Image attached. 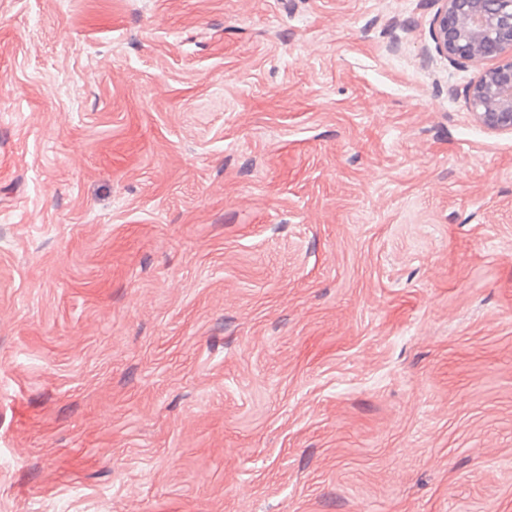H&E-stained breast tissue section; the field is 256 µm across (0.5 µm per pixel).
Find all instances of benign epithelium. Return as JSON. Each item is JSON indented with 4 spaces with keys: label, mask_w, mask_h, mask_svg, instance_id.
Returning a JSON list of instances; mask_svg holds the SVG:
<instances>
[{
    "label": "benign epithelium",
    "mask_w": 512,
    "mask_h": 512,
    "mask_svg": "<svg viewBox=\"0 0 512 512\" xmlns=\"http://www.w3.org/2000/svg\"><path fill=\"white\" fill-rule=\"evenodd\" d=\"M434 23L437 52L480 67L468 93L476 121L512 131V0H439Z\"/></svg>",
    "instance_id": "obj_1"
}]
</instances>
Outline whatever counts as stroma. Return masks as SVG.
I'll use <instances>...</instances> for the list:
<instances>
[{
	"label": "stroma",
	"mask_w": 512,
	"mask_h": 512,
	"mask_svg": "<svg viewBox=\"0 0 512 512\" xmlns=\"http://www.w3.org/2000/svg\"><path fill=\"white\" fill-rule=\"evenodd\" d=\"M436 0H0V512H512V132Z\"/></svg>",
	"instance_id": "1"
}]
</instances>
